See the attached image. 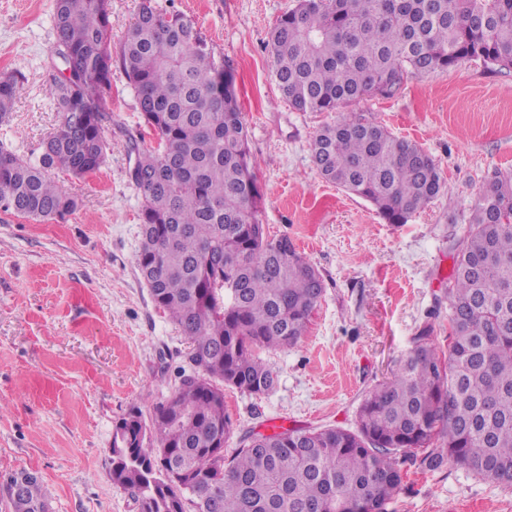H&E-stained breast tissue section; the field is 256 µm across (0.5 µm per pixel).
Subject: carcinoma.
Instances as JSON below:
<instances>
[{"label": "carcinoma", "instance_id": "cac0c4a2", "mask_svg": "<svg viewBox=\"0 0 512 512\" xmlns=\"http://www.w3.org/2000/svg\"><path fill=\"white\" fill-rule=\"evenodd\" d=\"M110 0H54L49 94L60 122L40 157L0 142V207L62 219L78 200L53 172L102 165L103 100L114 63L157 147L137 151L142 192L140 276L155 305L189 339L195 367L149 419L132 409L112 432V482L140 512H385L403 484L398 457L422 468L451 460L512 486V175L483 187L448 279V350L423 326L391 379L370 391L355 430L244 436L224 455L231 421L224 386L275 387L255 349L297 344L323 293L318 270L259 218L255 160L232 71L186 15L141 0L112 46ZM273 75L300 112H329L393 95L415 73L462 59L512 69V0H298L269 33ZM25 76L0 75V121ZM313 163L328 182L404 224L444 189L435 159L356 112L320 129ZM11 512H51L38 476Z\"/></svg>", "mask_w": 512, "mask_h": 512}]
</instances>
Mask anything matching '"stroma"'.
Listing matches in <instances>:
<instances>
[{"mask_svg": "<svg viewBox=\"0 0 512 512\" xmlns=\"http://www.w3.org/2000/svg\"><path fill=\"white\" fill-rule=\"evenodd\" d=\"M186 14L235 78L257 165L260 219L320 272L324 291L296 345L258 349L272 392L225 388L232 454L246 433L355 429L364 397L390 377L423 325L448 348V280L455 245L484 183L512 173V71L465 59L442 74L408 77L393 96L349 109L425 148L446 188L407 223L325 181L311 156L334 112H300L283 99L267 47L297 0H157ZM53 0H0V72L26 82L0 141L38 157L58 124L46 63L54 54ZM105 162L56 182L79 208L39 221L0 210V483L36 473L52 512H137L110 476L112 430L134 408L151 414L186 366L190 342L141 278L142 193L129 172L155 140L121 73L112 76ZM403 488L387 512H512V487L454 463L435 471L400 458Z\"/></svg>", "mask_w": 512, "mask_h": 512, "instance_id": "1", "label": "stroma"}]
</instances>
